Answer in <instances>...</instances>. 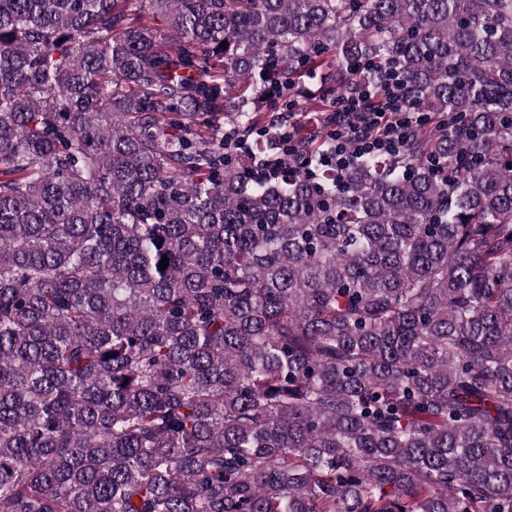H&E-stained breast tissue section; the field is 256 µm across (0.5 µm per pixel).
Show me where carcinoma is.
<instances>
[{
	"instance_id": "1",
	"label": "carcinoma",
	"mask_w": 512,
	"mask_h": 512,
	"mask_svg": "<svg viewBox=\"0 0 512 512\" xmlns=\"http://www.w3.org/2000/svg\"><path fill=\"white\" fill-rule=\"evenodd\" d=\"M0 512H512V0H0ZM416 114L406 112L399 97L380 104L360 94L348 112L336 113L332 145L322 157V164L343 169L366 154L399 150L420 117L415 118ZM310 118H314L313 114L309 112L307 107H301L296 112L290 115V122L294 124L296 139L299 144H302L309 139L317 136L318 133L327 132L330 127H327L323 122L315 121L310 122Z\"/></svg>"
}]
</instances>
